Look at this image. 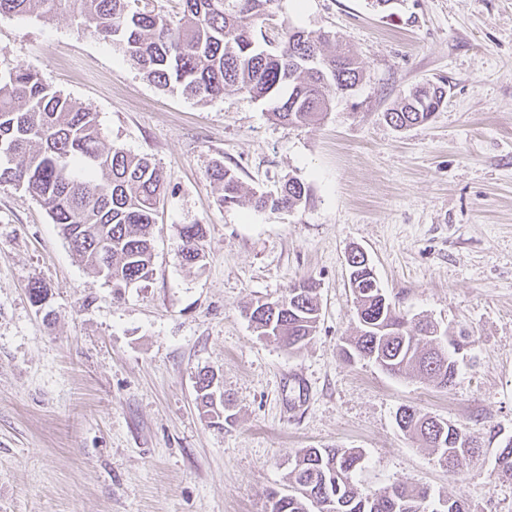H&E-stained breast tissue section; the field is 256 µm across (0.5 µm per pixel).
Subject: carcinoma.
Listing matches in <instances>:
<instances>
[{
  "instance_id": "cac0c4a2",
  "label": "carcinoma",
  "mask_w": 512,
  "mask_h": 512,
  "mask_svg": "<svg viewBox=\"0 0 512 512\" xmlns=\"http://www.w3.org/2000/svg\"><path fill=\"white\" fill-rule=\"evenodd\" d=\"M176 19L161 15L141 0H0L2 14L50 17L66 3L94 24L163 90L206 100L235 89L271 105L281 123L300 126L320 119L331 98L353 90L362 69L343 45L330 53L326 32L313 33L290 24L272 43L263 24L277 0H180ZM446 85H430L401 99L385 113L398 129L428 123L446 101ZM0 183L21 187L42 202L71 249L122 295L153 274V229L166 192L160 169L148 158L120 147L100 145L96 113L47 85L38 72L16 66L0 72ZM209 177L220 190V204L247 201L258 211H291L308 199V187L290 177L274 192L242 193L235 172L222 164ZM201 224L181 228L177 253L187 264L203 260ZM351 287L359 330L341 348L348 362L371 360L395 377L418 378L446 389L455 381L459 355L469 336L447 338L433 322H412L396 311L359 265ZM317 283L303 279L281 298L244 308L261 336L298 349L317 329L320 308ZM215 374L197 382V399L217 413L224 400L214 398ZM401 431L429 448L441 466L462 471L480 452L477 436L412 406L396 414ZM364 467L354 448H303L287 474L288 489L267 493L266 512H465L462 501L434 498L428 489L393 484L362 492L355 485ZM495 479L512 483V441L499 446Z\"/></svg>"
}]
</instances>
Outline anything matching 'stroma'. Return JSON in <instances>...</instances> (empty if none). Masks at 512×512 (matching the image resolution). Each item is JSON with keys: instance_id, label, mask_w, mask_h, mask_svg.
Returning a JSON list of instances; mask_svg holds the SVG:
<instances>
[{"instance_id": "obj_1", "label": "stroma", "mask_w": 512, "mask_h": 512, "mask_svg": "<svg viewBox=\"0 0 512 512\" xmlns=\"http://www.w3.org/2000/svg\"><path fill=\"white\" fill-rule=\"evenodd\" d=\"M284 20L335 35L363 66L305 127L234 89H160L71 10L0 16V71H37L96 112L103 145L166 180L154 273L119 299L38 200L0 184V512H264L300 449L336 445L362 452L361 490L404 483L512 512V484L493 479L512 437V0H279L268 38ZM427 82L446 83L443 107L395 129L386 112ZM218 163L249 193L295 177L308 200L281 214L219 205ZM186 224L206 231L193 266L177 254ZM356 247L407 319L469 333L452 386L342 358ZM307 277L315 334L297 351L258 336L244 306ZM207 370L229 420L200 406ZM403 406L468 427L479 456L441 467L398 428Z\"/></svg>"}]
</instances>
